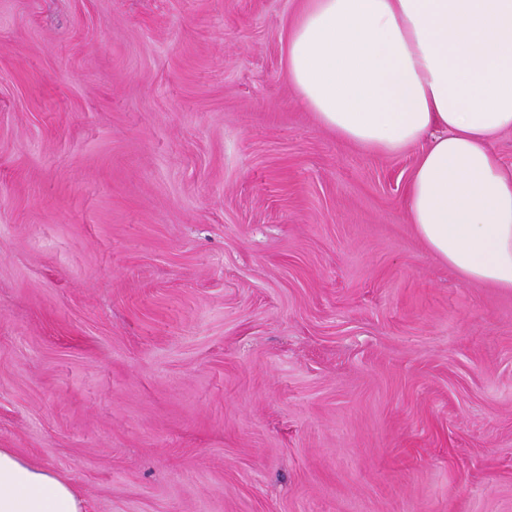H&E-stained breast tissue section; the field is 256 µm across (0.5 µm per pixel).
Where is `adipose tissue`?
<instances>
[{
  "label": "adipose tissue",
  "mask_w": 512,
  "mask_h": 512,
  "mask_svg": "<svg viewBox=\"0 0 512 512\" xmlns=\"http://www.w3.org/2000/svg\"><path fill=\"white\" fill-rule=\"evenodd\" d=\"M286 68L340 139L421 151L405 207L427 249L466 280L512 290V0H300ZM59 473L0 448V512H84Z\"/></svg>",
  "instance_id": "obj_1"
}]
</instances>
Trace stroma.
Wrapping results in <instances>:
<instances>
[{"instance_id":"stroma-1","label":"stroma","mask_w":512,"mask_h":512,"mask_svg":"<svg viewBox=\"0 0 512 512\" xmlns=\"http://www.w3.org/2000/svg\"><path fill=\"white\" fill-rule=\"evenodd\" d=\"M297 0H0V448L85 512H512V291L304 108Z\"/></svg>"}]
</instances>
